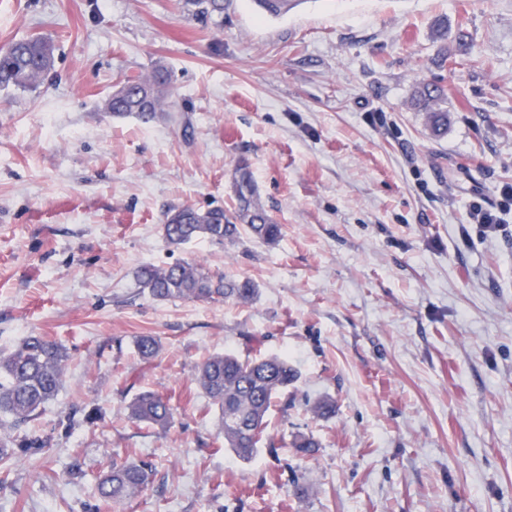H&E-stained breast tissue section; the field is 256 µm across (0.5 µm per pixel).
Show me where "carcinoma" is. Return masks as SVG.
Masks as SVG:
<instances>
[{"instance_id": "carcinoma-1", "label": "carcinoma", "mask_w": 512, "mask_h": 512, "mask_svg": "<svg viewBox=\"0 0 512 512\" xmlns=\"http://www.w3.org/2000/svg\"><path fill=\"white\" fill-rule=\"evenodd\" d=\"M269 16H280L293 9L297 0H257ZM11 52L0 56V87L30 88L47 76L54 63L55 47L41 36L10 44ZM169 82L167 68L154 66L147 75L125 79L104 102V110L116 116L139 120L158 116L161 100ZM417 105L429 114L434 131L448 124V92L444 87L425 86ZM236 205L205 211L190 207L173 208L162 225L166 242L180 246L197 239L222 245L235 244L241 230L254 238L274 242L280 227L257 202L252 173L245 165L236 169L234 180ZM136 288L157 302L224 301L250 302L256 287L249 280H236L212 273L199 262L168 266L146 265L136 273ZM136 349L144 360L156 357L161 340L151 334L137 337ZM70 352L61 343L41 335H30L9 351L0 354V417L13 429H19L39 416L57 399L64 384V371ZM295 378L288 359L272 355L241 358L216 353L195 372V380L218 411V427L224 433V446L242 460L252 457L259 445L276 447L272 437L264 436L267 418L275 399ZM130 422L163 429L173 419L168 400L153 392H141L126 405ZM152 468L144 462L112 463L98 479L97 494L107 505H120L148 487Z\"/></svg>"}]
</instances>
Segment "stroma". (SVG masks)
Listing matches in <instances>:
<instances>
[{
    "label": "stroma",
    "instance_id": "stroma-1",
    "mask_svg": "<svg viewBox=\"0 0 512 512\" xmlns=\"http://www.w3.org/2000/svg\"><path fill=\"white\" fill-rule=\"evenodd\" d=\"M38 35L52 71L0 88V352L40 334L71 359L56 401L0 427L41 441L0 468V512H111L95 487L115 458L155 470L123 512H512V223L471 219L512 182V0H302L279 17L255 0L219 17L187 0H0V49ZM157 61L156 120L104 112ZM433 83L442 136L414 106ZM242 163L281 238L168 245L165 212L232 209ZM183 261L258 295L139 294L140 266ZM146 333L162 341L147 364ZM225 351L297 372L268 418L282 447L248 462L195 381ZM143 391L170 401L172 427L129 422Z\"/></svg>",
    "mask_w": 512,
    "mask_h": 512
}]
</instances>
